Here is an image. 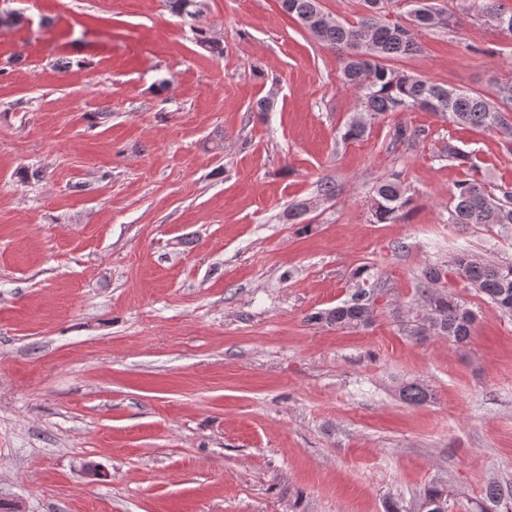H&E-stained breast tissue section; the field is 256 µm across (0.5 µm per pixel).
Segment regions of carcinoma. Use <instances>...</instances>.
Segmentation results:
<instances>
[{
	"label": "carcinoma",
	"instance_id": "cac0c4a2",
	"mask_svg": "<svg viewBox=\"0 0 512 512\" xmlns=\"http://www.w3.org/2000/svg\"><path fill=\"white\" fill-rule=\"evenodd\" d=\"M200 0H166L170 10L192 20H200L204 12L197 9ZM407 6L404 22L381 20L391 0H364L366 13L355 23L336 20L321 21L327 15L320 0H280L282 10L314 38L331 48L345 52L341 58L340 81L359 94L363 119L351 118L341 134L343 142L359 140L368 132L371 120L386 114L409 111L437 112L448 121L489 132L512 134V96L496 101L477 92H466L448 84L423 79L388 62L409 58L420 52L419 31L431 28L421 13L434 8L428 0H403ZM471 9L477 17L499 31L512 34V9L501 0H472ZM197 42L209 51L224 52L219 39L202 23L195 27ZM395 144L416 146L427 138V131L411 127L404 121L394 124L390 133ZM448 158L471 172L459 181L448 202V223L491 224L507 227L512 224V188L488 190L487 180L479 175L476 156L453 145L446 148ZM413 202L399 176L380 180L371 187V213L376 224H393ZM456 272L487 301L512 314V263H491L478 260L460 251L451 260ZM448 266L429 265L422 270L420 298L423 314L415 320L402 322L409 336L446 337L459 346L469 344L476 319L474 312L457 297L436 287L447 275ZM356 287L342 304L312 314L309 320L339 328L369 325L375 308L371 299L382 296V290L370 282L369 268L354 273ZM407 404L419 406L432 399L428 385L409 380L398 389ZM412 512H448V488L439 480L424 486ZM471 512H512V485L489 482L484 494L471 502Z\"/></svg>",
	"mask_w": 512,
	"mask_h": 512
}]
</instances>
